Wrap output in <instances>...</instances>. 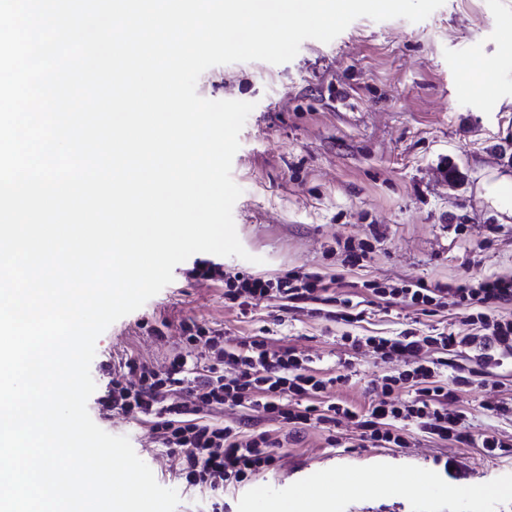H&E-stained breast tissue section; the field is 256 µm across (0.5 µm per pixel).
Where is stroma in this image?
Returning a JSON list of instances; mask_svg holds the SVG:
<instances>
[{
  "mask_svg": "<svg viewBox=\"0 0 512 512\" xmlns=\"http://www.w3.org/2000/svg\"><path fill=\"white\" fill-rule=\"evenodd\" d=\"M512 0H445L427 19L354 20L328 43L302 42L280 65L237 62L207 69L197 81L206 99L253 103L239 136L232 178L242 194L233 207L248 259L221 258L223 271L270 278L292 268L342 276L339 296L368 297L367 282L399 279L450 283L468 275H512ZM366 240L360 265L342 266L343 242ZM194 259L137 311L96 342L91 375L102 363L139 357L162 364L183 321L226 336L265 333L293 346L325 372L348 376L339 395L358 405L374 399L379 377L395 371L344 335L394 336L418 329L464 331L460 318L417 316L399 307L360 326L296 314L279 301H257L244 318L224 306L223 279L195 277ZM163 328L168 344L156 343ZM492 390L459 393L456 405L479 430L512 434V421L489 418ZM92 420L128 436L157 482L176 489V512H209L203 493L180 488L176 461L153 443L148 425L89 406ZM281 466L226 493L224 512H258L265 500L294 512H512V450L488 459L473 448H439L417 437L409 448L330 446L308 430L280 448ZM454 457L456 477L444 471ZM375 476L418 477L422 492L356 485Z\"/></svg>",
  "mask_w": 512,
  "mask_h": 512,
  "instance_id": "35a3bbf8",
  "label": "stroma"
}]
</instances>
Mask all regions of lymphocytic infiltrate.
Masks as SVG:
<instances>
[{"label":"lymphocytic infiltrate","mask_w":512,"mask_h":512,"mask_svg":"<svg viewBox=\"0 0 512 512\" xmlns=\"http://www.w3.org/2000/svg\"><path fill=\"white\" fill-rule=\"evenodd\" d=\"M223 276L224 303L243 316L261 298L295 311L328 305L331 319L348 324L366 316L352 299L337 297L317 271L293 269L273 279L245 271ZM369 289L386 305L429 316L458 311L470 331L422 336L410 328L396 336L349 337L350 347L373 349L383 361L399 364L381 377L378 398L360 409L334 395L343 376L319 374L296 348L272 347L264 336L228 338L192 320L182 323L179 349L164 365L129 358L111 370L98 408L149 423L161 447L177 458V479L216 499L276 470L279 462V442L269 432L248 435L237 424L212 420L227 405L297 433L321 429L332 445L342 425L353 429L358 442L376 448L409 447L416 430L441 445L499 457L507 441L475 430L455 403L460 391L502 386L497 370L512 359V317L504 313L512 305V277L435 286L421 280L373 282Z\"/></svg>","instance_id":"obj_1"}]
</instances>
